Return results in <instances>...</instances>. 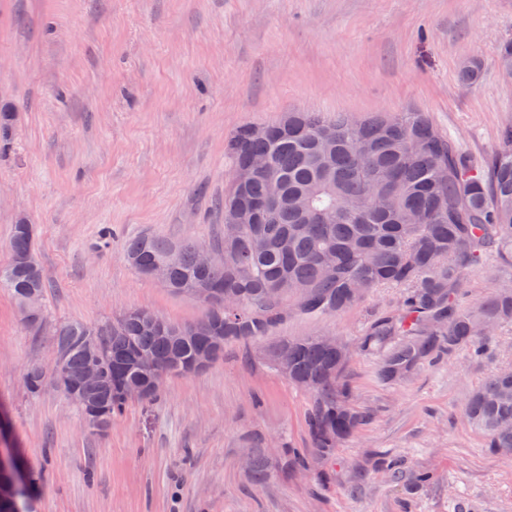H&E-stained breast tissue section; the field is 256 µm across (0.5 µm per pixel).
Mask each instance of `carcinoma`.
Instances as JSON below:
<instances>
[{"mask_svg":"<svg viewBox=\"0 0 512 512\" xmlns=\"http://www.w3.org/2000/svg\"><path fill=\"white\" fill-rule=\"evenodd\" d=\"M259 141L240 126L227 144L233 166L267 157L265 176H255L224 196V211L264 202L271 180L284 200L257 224L224 232L211 249L221 265L204 268L202 245L171 244L142 235L128 241L124 256L137 272L170 259L165 286L179 294L204 288L203 316L191 324L160 319L141 308L127 309L95 325L68 321L56 330L64 358L58 371L77 374L88 344L110 337L112 352L131 344L151 353L170 375L188 374L195 352L210 337H224L214 359L233 343H260L283 319V299L295 298L308 317L335 316L380 288H395V307L373 318L354 342L376 359V378L398 385L426 363L466 350L481 356L498 329L512 324V277L484 301L463 302L470 274L491 262L512 264V127L478 167L441 132L425 112L377 113L354 118L343 112H290L268 125ZM12 259L0 270V288L17 302L44 292L43 269L32 227L17 224ZM270 360L288 362V380L311 396L308 427L312 452L329 459L367 418L347 382L350 361L319 336L283 338L269 346ZM131 389L154 372L106 365ZM25 387L36 396L51 374L32 366ZM127 404L122 392L102 394L103 416L112 422ZM464 415L495 454L512 448V368L488 376L466 399ZM251 478L270 476L264 455L253 452Z\"/></svg>","mask_w":512,"mask_h":512,"instance_id":"obj_1","label":"carcinoma"}]
</instances>
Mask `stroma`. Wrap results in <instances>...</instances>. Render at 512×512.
I'll list each match as a JSON object with an SVG mask.
<instances>
[{
	"mask_svg": "<svg viewBox=\"0 0 512 512\" xmlns=\"http://www.w3.org/2000/svg\"><path fill=\"white\" fill-rule=\"evenodd\" d=\"M512 0H0V268L29 224L46 288L40 327L0 288V412L31 475L29 512H512V458L490 454L463 417L467 395L512 364V325L488 358L467 353L405 382L375 379L359 354L348 378L368 419L320 461L308 454L310 398L232 344L207 370L173 375L153 405L129 402L91 433L58 390L22 377L54 354L56 326L142 308L175 323L205 307L134 271L129 238L210 246L224 228V147L246 123L291 112L428 113L477 165L512 126ZM480 79L464 82L463 60ZM111 226L112 240L100 233ZM399 292L380 288L331 317L293 300L274 338L359 336ZM264 449L271 476L245 461ZM309 457L280 467L283 449ZM434 484L414 486L415 471Z\"/></svg>",
	"mask_w": 512,
	"mask_h": 512,
	"instance_id": "1",
	"label": "stroma"
}]
</instances>
